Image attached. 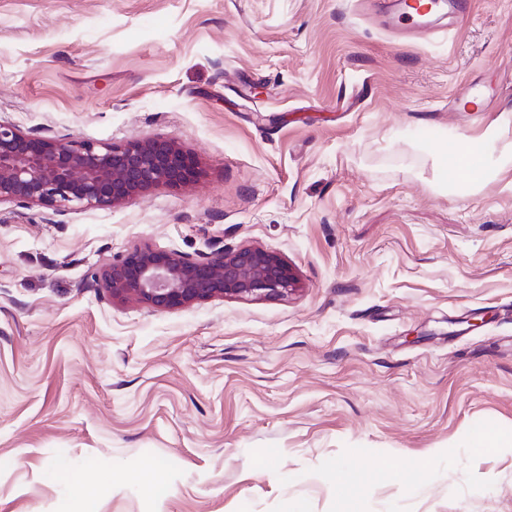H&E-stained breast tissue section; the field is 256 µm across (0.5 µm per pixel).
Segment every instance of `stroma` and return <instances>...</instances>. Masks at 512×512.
I'll list each match as a JSON object with an SVG mask.
<instances>
[{
	"instance_id": "obj_1",
	"label": "stroma",
	"mask_w": 512,
	"mask_h": 512,
	"mask_svg": "<svg viewBox=\"0 0 512 512\" xmlns=\"http://www.w3.org/2000/svg\"><path fill=\"white\" fill-rule=\"evenodd\" d=\"M383 2L0 0L1 120L201 169L112 209L0 206V512H76L80 483L95 512H512V0L415 40ZM463 82L481 111H453ZM491 127L484 180L450 176ZM143 243L256 244L298 288L111 299L95 272Z\"/></svg>"
}]
</instances>
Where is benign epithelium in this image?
Returning <instances> with one entry per match:
<instances>
[{
    "mask_svg": "<svg viewBox=\"0 0 512 512\" xmlns=\"http://www.w3.org/2000/svg\"><path fill=\"white\" fill-rule=\"evenodd\" d=\"M197 175L192 155L163 137L64 141L0 120V205L24 203L58 212L111 209L160 186L181 187ZM95 282L114 299L155 309L218 297H283L297 288L288 263L254 245L219 246L200 258L138 245L102 265Z\"/></svg>",
    "mask_w": 512,
    "mask_h": 512,
    "instance_id": "7a95c632",
    "label": "benign epithelium"
}]
</instances>
